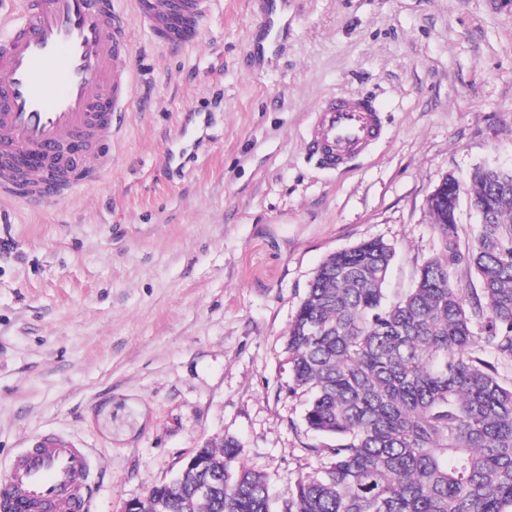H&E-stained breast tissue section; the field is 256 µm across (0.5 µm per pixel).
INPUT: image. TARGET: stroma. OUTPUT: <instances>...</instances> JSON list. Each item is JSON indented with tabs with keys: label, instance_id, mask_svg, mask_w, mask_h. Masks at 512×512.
Here are the masks:
<instances>
[{
	"label": "stroma",
	"instance_id": "1",
	"mask_svg": "<svg viewBox=\"0 0 512 512\" xmlns=\"http://www.w3.org/2000/svg\"><path fill=\"white\" fill-rule=\"evenodd\" d=\"M284 8L266 56L250 0H214L194 47L130 18L111 167L43 211L0 206V483L58 434L92 453L85 512H122L233 439L280 512L320 463L286 352L318 266L378 238L404 294L440 247L434 188L512 168V0ZM332 95L373 98L386 128L338 169L307 146Z\"/></svg>",
	"mask_w": 512,
	"mask_h": 512
}]
</instances>
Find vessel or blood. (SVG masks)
<instances>
[{"label": "vessel or blood", "instance_id": "vessel-or-blood-1", "mask_svg": "<svg viewBox=\"0 0 512 512\" xmlns=\"http://www.w3.org/2000/svg\"><path fill=\"white\" fill-rule=\"evenodd\" d=\"M162 47L198 43L212 0H133ZM0 37V202L39 210L97 180L136 88L129 20L113 0H15ZM382 131L373 100L333 97L308 148L338 167ZM38 161L18 175L19 159ZM91 453L47 435L14 458L0 498L15 512H84Z\"/></svg>", "mask_w": 512, "mask_h": 512}]
</instances>
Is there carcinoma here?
<instances>
[{"label":"carcinoma","instance_id":"1","mask_svg":"<svg viewBox=\"0 0 512 512\" xmlns=\"http://www.w3.org/2000/svg\"><path fill=\"white\" fill-rule=\"evenodd\" d=\"M468 198L480 219L466 250L453 179L430 206L440 252L392 300L395 248L380 239L318 267L286 349L323 461L282 512H512V169L475 168ZM459 266L475 278L453 279ZM202 455L224 462L215 493L185 507L158 488L163 512H270L234 440Z\"/></svg>","mask_w":512,"mask_h":512}]
</instances>
